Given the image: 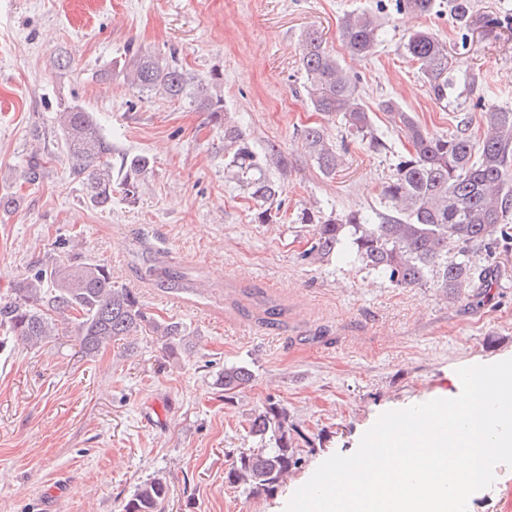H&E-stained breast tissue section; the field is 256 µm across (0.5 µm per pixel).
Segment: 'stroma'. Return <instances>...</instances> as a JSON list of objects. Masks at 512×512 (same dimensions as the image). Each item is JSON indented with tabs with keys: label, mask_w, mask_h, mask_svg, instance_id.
<instances>
[{
	"label": "stroma",
	"mask_w": 512,
	"mask_h": 512,
	"mask_svg": "<svg viewBox=\"0 0 512 512\" xmlns=\"http://www.w3.org/2000/svg\"><path fill=\"white\" fill-rule=\"evenodd\" d=\"M360 10L384 22L366 58L340 38L343 16ZM309 29L358 75L390 155L312 108L299 55ZM415 29L448 43L456 85L447 106L430 98L404 48ZM130 46L198 77L223 73L228 118L257 153L273 142L288 157L277 223H256L254 201L225 179L222 126L124 82ZM62 51L66 69L55 64ZM479 98L512 108V30L464 29L444 11L410 16L396 0H0V195L19 196L0 210V298L74 241L108 265L115 287L190 333L174 354L140 335L88 357L71 324L36 347L0 331V512H123L153 477L169 484L166 512H285L324 460L357 450L380 414L459 395L458 368L512 358V251L476 249L478 266L497 267L493 287L474 283L448 301L431 283L397 288L350 262L304 259L312 227L296 221L309 202L327 213L379 207L392 157L409 147L381 101L444 134ZM74 104L94 113L116 152L151 157L135 203L116 195L110 209L93 208L70 177L55 114ZM308 126L346 145L336 175L305 152ZM35 160L43 177L25 183ZM156 264L183 274L187 289L155 288L144 274ZM251 289L282 308L277 323L262 322ZM231 365L253 379L228 395L216 380ZM270 400L309 443L299 469L257 495L224 473L230 453L252 447L244 426ZM467 512H512V468L497 466Z\"/></svg>",
	"instance_id": "1"
}]
</instances>
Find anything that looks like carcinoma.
Listing matches in <instances>:
<instances>
[{"mask_svg": "<svg viewBox=\"0 0 512 512\" xmlns=\"http://www.w3.org/2000/svg\"><path fill=\"white\" fill-rule=\"evenodd\" d=\"M397 2L399 10L416 15L429 14L436 6L435 0ZM448 12L458 25L486 32L512 21L478 13L472 0H448ZM380 29V19L371 11L346 14L341 24L345 48L353 56L372 54ZM405 49L418 64L430 97L448 107L452 61L447 42L418 29L406 36ZM300 66L315 111L336 117L346 133L367 143L372 151L391 152L360 97L357 79L313 30L301 41ZM120 73L139 96L185 101L224 125V173L255 201L256 222L270 224L277 219L273 206L281 182L267 173L246 133L227 120L224 98L215 91L222 80L219 74L193 77L172 60L131 47ZM472 108L479 111L482 133L478 137L469 132L470 122L464 118L448 134H431L396 101L381 102L380 109L390 114L411 146L396 157L390 177L381 186L384 209L325 216L318 209L303 208L297 220L313 225V242L303 256L315 260L340 255L396 288L422 287L434 281L447 299L459 297L476 277L484 287H492L493 269L487 266L476 271L471 250L512 247V225L508 224L512 215V108L480 100ZM56 122L70 176L84 185L89 204L101 210L112 207L115 185L123 200L136 202L150 158L144 154L114 157L112 141L93 113L79 104L56 113ZM302 141L323 175L336 174L343 158L321 127L305 128ZM450 251L454 252L451 259ZM148 276L160 288H182L181 276L165 267L148 269ZM66 322L77 325L80 348L87 356L114 338L143 332L160 337L171 353L187 344L182 323L157 320L136 292L112 285L105 264L72 251L28 273L11 297L0 300V329L26 344L45 343L59 335V324ZM251 380L249 368L230 366L224 368L219 386L230 394ZM248 433L272 447L238 453L224 479L255 493L273 492L299 468V441L304 435L286 408L273 401L251 416ZM168 497L167 481L154 477L137 487L124 512H164Z\"/></svg>", "mask_w": 512, "mask_h": 512, "instance_id": "carcinoma-1", "label": "carcinoma"}]
</instances>
